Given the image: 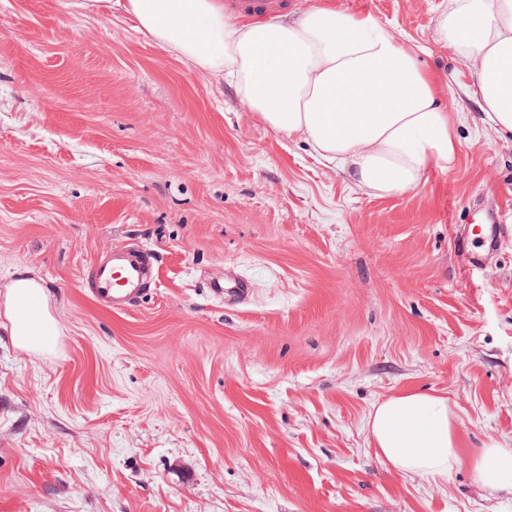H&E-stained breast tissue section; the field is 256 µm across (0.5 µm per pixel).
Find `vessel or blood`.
<instances>
[{
	"instance_id": "vessel-or-blood-1",
	"label": "vessel or blood",
	"mask_w": 512,
	"mask_h": 512,
	"mask_svg": "<svg viewBox=\"0 0 512 512\" xmlns=\"http://www.w3.org/2000/svg\"><path fill=\"white\" fill-rule=\"evenodd\" d=\"M226 10L249 17L264 18L280 11L282 0H225ZM506 227L499 210L475 208L468 225L458 229L460 242H472L463 256L469 267L483 264L487 254L497 250ZM155 256L140 247L109 251L90 273V292L95 302L108 310L134 306L154 276Z\"/></svg>"
}]
</instances>
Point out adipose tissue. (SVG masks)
Listing matches in <instances>:
<instances>
[{
    "label": "adipose tissue",
    "instance_id": "obj_1",
    "mask_svg": "<svg viewBox=\"0 0 512 512\" xmlns=\"http://www.w3.org/2000/svg\"><path fill=\"white\" fill-rule=\"evenodd\" d=\"M79 13L121 12L187 68L228 81L269 128L308 142L314 154L378 197L416 188L429 171H452L458 140L442 80L367 14L325 0L295 18L245 19L224 0H71ZM467 62L472 94L499 135L512 136V0H448L431 35ZM35 278L0 289L19 349L53 352L56 319L37 307ZM379 457L392 468L447 476L461 461L447 399L412 390L369 418ZM471 464L486 489L512 492V448L485 442Z\"/></svg>",
    "mask_w": 512,
    "mask_h": 512
}]
</instances>
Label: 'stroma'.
<instances>
[{
	"instance_id": "obj_1",
	"label": "stroma",
	"mask_w": 512,
	"mask_h": 512,
	"mask_svg": "<svg viewBox=\"0 0 512 512\" xmlns=\"http://www.w3.org/2000/svg\"><path fill=\"white\" fill-rule=\"evenodd\" d=\"M68 2L0 0V284L29 271L63 330L39 357L0 327V512H512L470 462L512 448V230L473 271L454 239L476 205L512 211V140L431 38L443 0H333L443 78L457 164L394 197ZM128 246L156 274L111 312L84 277ZM405 390L447 399L448 476L373 448Z\"/></svg>"
}]
</instances>
